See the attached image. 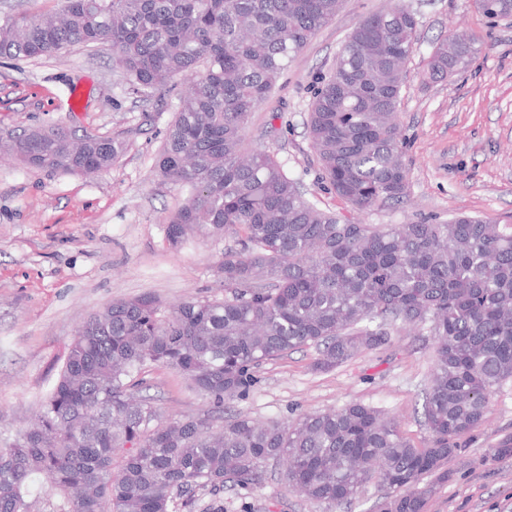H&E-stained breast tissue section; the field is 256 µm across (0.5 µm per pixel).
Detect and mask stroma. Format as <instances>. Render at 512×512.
Returning a JSON list of instances; mask_svg holds the SVG:
<instances>
[{
  "label": "stroma",
  "instance_id": "35a3bbf8",
  "mask_svg": "<svg viewBox=\"0 0 512 512\" xmlns=\"http://www.w3.org/2000/svg\"><path fill=\"white\" fill-rule=\"evenodd\" d=\"M405 3L419 28L397 108L409 183L403 203L360 214L325 191L306 125L317 75L387 0H344L255 109L247 138L276 155L310 200L344 220L403 224L470 214L512 222V21L490 25L473 0ZM457 27L476 34L483 49L466 70L431 81L432 45ZM184 88L179 81L148 97L128 93L104 46H74L53 58L0 57V131L64 126L124 142L110 169L89 176L0 158V446L35 422L89 315L144 293L169 306L223 295L214 266L234 237L191 234L175 247L166 239L164 221L187 194L159 177L155 164ZM433 342L428 329H399L386 346L326 372L314 366L315 348L290 353L263 363L257 384L234 409L261 421L291 420L359 401L394 417L410 443L425 447L422 405ZM144 377L163 418L206 410V400L176 371L153 364ZM507 436L512 379L444 463L448 478L434 483L424 512H512V456L495 453ZM282 471L274 461L261 485L225 488L224 512H380L386 493L372 479L350 504L330 506L294 491Z\"/></svg>",
  "mask_w": 512,
  "mask_h": 512
}]
</instances>
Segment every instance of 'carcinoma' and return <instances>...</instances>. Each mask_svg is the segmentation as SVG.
Returning <instances> with one entry per match:
<instances>
[{"label": "carcinoma", "mask_w": 512, "mask_h": 512, "mask_svg": "<svg viewBox=\"0 0 512 512\" xmlns=\"http://www.w3.org/2000/svg\"><path fill=\"white\" fill-rule=\"evenodd\" d=\"M341 0H58L48 12L0 16V57L50 58L77 44L112 49L129 90L189 81L157 169L188 190L167 222L231 235L218 272L224 298L167 307L156 296L119 299L77 329L33 427L0 448V512H191L196 493L265 479L270 460L299 493L328 505L354 499L375 477L382 512H423L427 477L480 425L512 379V224L461 215L444 224L342 221L309 200L275 156L247 147L256 107L293 57L335 18ZM487 19L512 21V0H474ZM419 20L401 0L364 18L318 78L307 128L325 189L362 213L404 201L397 107ZM461 31L438 40L432 80L480 51ZM52 171L107 170L117 138L31 127L0 142ZM398 325L435 336L424 404L428 446L361 402L292 420L229 413L263 362L306 347L331 370L390 342ZM150 364L179 372L208 409L169 421L142 395Z\"/></svg>", "instance_id": "1"}]
</instances>
